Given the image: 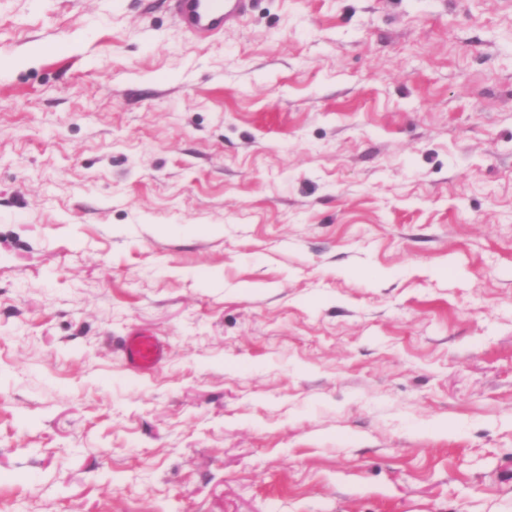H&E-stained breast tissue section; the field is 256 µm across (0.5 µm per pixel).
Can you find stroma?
I'll use <instances>...</instances> for the list:
<instances>
[{
    "mask_svg": "<svg viewBox=\"0 0 512 512\" xmlns=\"http://www.w3.org/2000/svg\"><path fill=\"white\" fill-rule=\"evenodd\" d=\"M1 56L0 512H512V0H0ZM181 24L201 39L220 35L238 22L255 0H168ZM124 349L128 363L140 373L152 371L165 356L163 344L153 336H132Z\"/></svg>",
    "mask_w": 512,
    "mask_h": 512,
    "instance_id": "stroma-1",
    "label": "stroma"
}]
</instances>
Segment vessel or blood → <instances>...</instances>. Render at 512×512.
<instances>
[{
	"instance_id": "vessel-or-blood-1",
	"label": "vessel or blood",
	"mask_w": 512,
	"mask_h": 512,
	"mask_svg": "<svg viewBox=\"0 0 512 512\" xmlns=\"http://www.w3.org/2000/svg\"><path fill=\"white\" fill-rule=\"evenodd\" d=\"M254 0H169L173 14L190 32L202 39L223 33L252 8ZM130 366L141 373L152 371L164 358L165 348L151 336H134L124 345Z\"/></svg>"
}]
</instances>
